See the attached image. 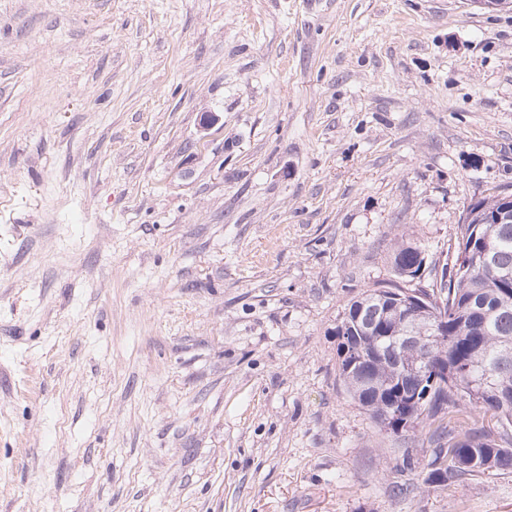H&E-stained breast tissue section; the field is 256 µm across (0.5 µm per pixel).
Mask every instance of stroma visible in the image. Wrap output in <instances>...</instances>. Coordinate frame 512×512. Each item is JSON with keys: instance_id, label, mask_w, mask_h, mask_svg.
<instances>
[{"instance_id": "1", "label": "stroma", "mask_w": 512, "mask_h": 512, "mask_svg": "<svg viewBox=\"0 0 512 512\" xmlns=\"http://www.w3.org/2000/svg\"><path fill=\"white\" fill-rule=\"evenodd\" d=\"M496 190L510 7L0 0V512H512L334 334ZM422 253H425L422 245L414 241H403L393 253L392 267L397 273L402 283H410L416 278H420L422 262Z\"/></svg>"}]
</instances>
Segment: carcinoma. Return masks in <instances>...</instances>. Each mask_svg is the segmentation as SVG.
<instances>
[{
	"instance_id": "1",
	"label": "carcinoma",
	"mask_w": 512,
	"mask_h": 512,
	"mask_svg": "<svg viewBox=\"0 0 512 512\" xmlns=\"http://www.w3.org/2000/svg\"><path fill=\"white\" fill-rule=\"evenodd\" d=\"M506 196L492 194L476 202L470 222L460 225L461 245L480 255L492 251L491 265L476 262L471 273L449 277L441 305L404 304L385 319L374 321L383 295L378 288L366 290L345 308L335 328L338 376L349 398L382 430L396 433L417 430L430 449L428 465L443 452L442 440L451 442L459 465L448 467L446 476L432 471L424 478L427 488L441 481L479 476L512 468V212H504ZM424 249L404 241L393 253L392 267L402 284L418 278ZM361 315V323L353 315ZM443 314L448 331L438 336L437 353L444 359H424L423 345L408 334L428 332ZM357 347L364 360L342 356L343 348ZM448 368L446 392L435 391L419 404L418 393L429 387L432 372ZM404 416L396 422L389 414ZM502 428L501 442L488 438L480 424L486 419Z\"/></svg>"
}]
</instances>
